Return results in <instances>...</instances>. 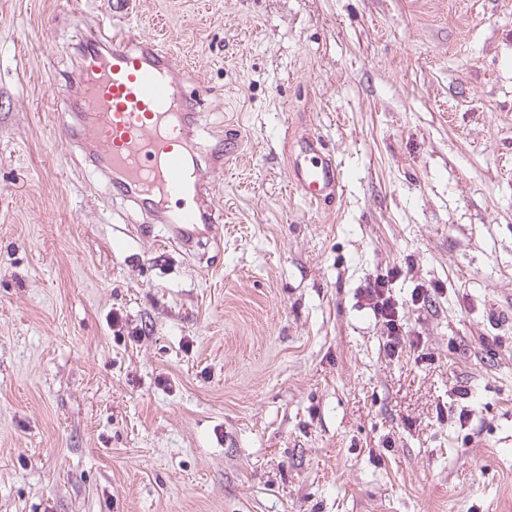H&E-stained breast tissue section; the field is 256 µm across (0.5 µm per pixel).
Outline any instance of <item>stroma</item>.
<instances>
[{
    "mask_svg": "<svg viewBox=\"0 0 512 512\" xmlns=\"http://www.w3.org/2000/svg\"><path fill=\"white\" fill-rule=\"evenodd\" d=\"M128 2L202 147L240 134L223 218L138 232L62 137L116 0H0V512H512V0ZM395 267L392 360L358 290ZM343 174L325 141L315 134H303L288 147L290 188L312 206L334 202L342 187Z\"/></svg>",
    "mask_w": 512,
    "mask_h": 512,
    "instance_id": "obj_1",
    "label": "stroma"
}]
</instances>
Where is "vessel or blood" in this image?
Masks as SVG:
<instances>
[{
	"label": "vessel or blood",
	"instance_id": "b4317fda",
	"mask_svg": "<svg viewBox=\"0 0 512 512\" xmlns=\"http://www.w3.org/2000/svg\"><path fill=\"white\" fill-rule=\"evenodd\" d=\"M172 54L136 37L120 13L89 26L80 43L73 120L64 127L113 196L146 222L167 225L185 249L216 221L214 187L190 171L203 98L185 92ZM343 174L324 140L303 134L288 147L290 188L312 206L337 199Z\"/></svg>",
	"mask_w": 512,
	"mask_h": 512
}]
</instances>
